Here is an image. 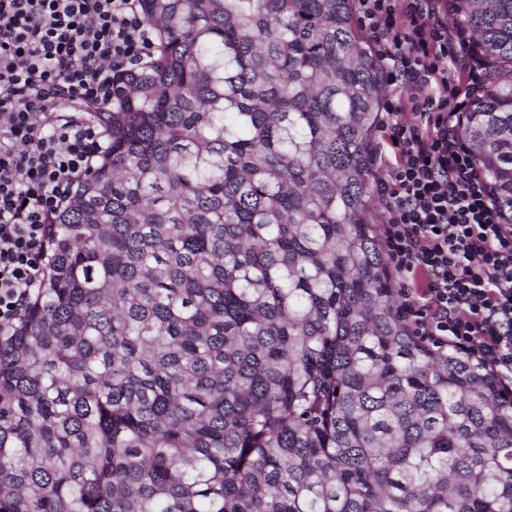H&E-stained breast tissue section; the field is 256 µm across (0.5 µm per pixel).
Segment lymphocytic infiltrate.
Wrapping results in <instances>:
<instances>
[{"label":"lymphocytic infiltrate","mask_w":512,"mask_h":512,"mask_svg":"<svg viewBox=\"0 0 512 512\" xmlns=\"http://www.w3.org/2000/svg\"><path fill=\"white\" fill-rule=\"evenodd\" d=\"M428 3L356 5L388 92L386 264L413 335L480 360L512 393V225L453 124L483 87L482 60L449 43ZM154 47L139 0H0L1 331L40 287L55 217L107 149L90 112Z\"/></svg>","instance_id":"obj_1"}]
</instances>
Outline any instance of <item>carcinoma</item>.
<instances>
[{"mask_svg":"<svg viewBox=\"0 0 512 512\" xmlns=\"http://www.w3.org/2000/svg\"><path fill=\"white\" fill-rule=\"evenodd\" d=\"M155 53L0 333V512H512V397L413 336L368 221L352 0H140ZM512 224V0H449Z\"/></svg>","mask_w":512,"mask_h":512,"instance_id":"cac0c4a2","label":"carcinoma"}]
</instances>
